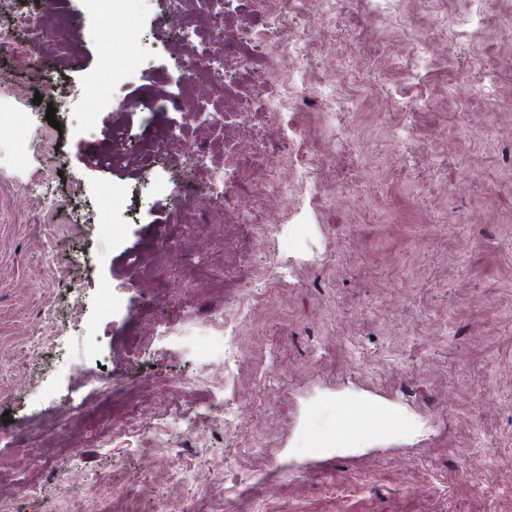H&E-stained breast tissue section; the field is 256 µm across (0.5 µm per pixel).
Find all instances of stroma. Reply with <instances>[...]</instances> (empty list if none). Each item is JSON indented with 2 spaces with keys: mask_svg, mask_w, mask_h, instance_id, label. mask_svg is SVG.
Masks as SVG:
<instances>
[{
  "mask_svg": "<svg viewBox=\"0 0 512 512\" xmlns=\"http://www.w3.org/2000/svg\"><path fill=\"white\" fill-rule=\"evenodd\" d=\"M19 7L39 26L60 13L70 24L62 43L35 47L25 30L0 50V70L12 71L21 89L16 99L0 93V416L12 418L4 429L20 434L33 419L78 405L87 370L133 385L149 411L203 428L194 447L157 452L133 435L84 434L63 461L68 481L44 479L20 512H65L103 492L111 512H168L173 504L178 512H512V183L504 176L512 165V38L491 28L480 47L500 72L491 112L477 83L452 82V72H468L472 49L433 36L425 0H411L404 31L376 34L352 16L343 36L357 69L381 81L360 96L352 130L361 158L351 165L326 138L323 92L342 79L333 45L321 52V84L294 89L286 68L261 89L226 58L233 93L218 101L197 91L225 115L215 128L175 106L184 59L215 52L181 33L196 0L180 12L171 0H121L111 11L101 0ZM276 7L267 0L257 12L250 0H231L222 9L226 35L243 20L263 30ZM413 35L429 37L447 67L427 75L428 101L407 119L387 106L405 85L387 57H407ZM41 71L57 76L52 90H41ZM462 98L468 111L457 108ZM271 99L320 144L303 192L268 201L254 224L228 225L201 207L184 232L175 192L223 166V143L241 138L238 112L247 114L249 148L280 142L266 115ZM407 121L410 162L399 140ZM464 124L483 140L458 138ZM157 136L171 138L167 155L143 151ZM199 151L204 166L191 169ZM35 171L44 176L38 195L30 191ZM347 171L371 195L337 197ZM47 195L61 204L55 214L43 209ZM77 209L91 223H74ZM221 223L230 242L220 251ZM159 237L174 241L171 275L139 279L131 263ZM77 250L89 261L82 272L72 265ZM261 257L269 271L257 276L252 263ZM194 259L207 260L211 273L183 283L178 273ZM76 276L85 282L81 322L74 329L65 315L55 321L67 353L35 359L45 314L61 307ZM244 299L251 314L203 340L210 356L235 363L234 379L218 373L213 386L185 384L201 360L178 329L199 323L206 308L231 310ZM167 326L175 332L166 342L129 354L136 337ZM222 383L233 399L200 424ZM337 406L391 422L348 438L346 418L331 414ZM178 464L210 483L172 484L164 498L141 485L143 467L163 475ZM228 464L243 476L231 492Z\"/></svg>",
  "mask_w": 512,
  "mask_h": 512,
  "instance_id": "1",
  "label": "stroma"
}]
</instances>
